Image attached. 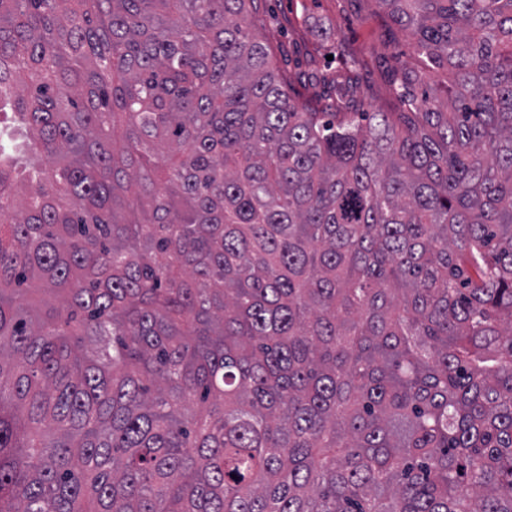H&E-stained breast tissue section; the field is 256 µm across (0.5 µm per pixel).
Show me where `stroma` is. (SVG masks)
I'll return each mask as SVG.
<instances>
[{
  "instance_id": "stroma-1",
  "label": "stroma",
  "mask_w": 512,
  "mask_h": 512,
  "mask_svg": "<svg viewBox=\"0 0 512 512\" xmlns=\"http://www.w3.org/2000/svg\"><path fill=\"white\" fill-rule=\"evenodd\" d=\"M260 7L265 21L257 36L291 96L331 103L339 84L390 111L393 70L415 66L416 55L375 0H262Z\"/></svg>"
}]
</instances>
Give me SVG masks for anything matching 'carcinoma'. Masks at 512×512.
Returning <instances> with one entry per match:
<instances>
[{
    "mask_svg": "<svg viewBox=\"0 0 512 512\" xmlns=\"http://www.w3.org/2000/svg\"><path fill=\"white\" fill-rule=\"evenodd\" d=\"M394 112L258 0H0V512H512V0H376Z\"/></svg>",
    "mask_w": 512,
    "mask_h": 512,
    "instance_id": "carcinoma-1",
    "label": "carcinoma"
}]
</instances>
